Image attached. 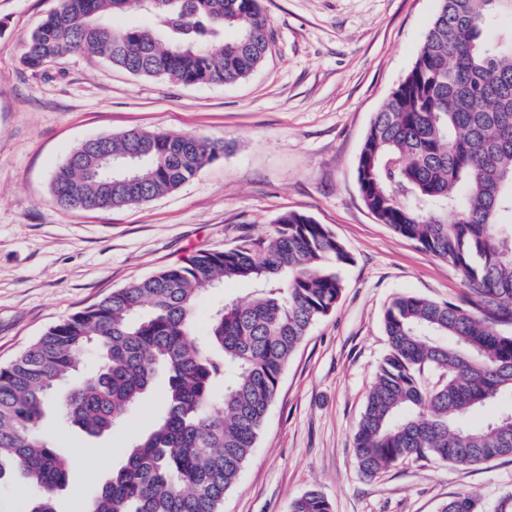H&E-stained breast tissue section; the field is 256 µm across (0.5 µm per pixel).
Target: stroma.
Segmentation results:
<instances>
[{
    "mask_svg": "<svg viewBox=\"0 0 512 512\" xmlns=\"http://www.w3.org/2000/svg\"><path fill=\"white\" fill-rule=\"evenodd\" d=\"M60 0H0V365L50 326L195 252L269 236L287 212L326 225L354 258L341 299L283 371L251 456L223 512H288L309 490L333 512H439L461 494L498 512L512 497V458L459 467L407 460L364 477L354 429L387 352L382 315L409 294L436 301L468 285L448 262L377 221L357 158L370 122L410 70L438 0H262L265 63L236 84L184 86L131 75L76 51L47 72L21 62L23 44ZM131 128L191 133L225 144L177 191L102 211L59 207L54 170L82 142ZM225 282L195 308L250 298ZM154 388L110 435L91 438L48 409L43 429L70 458L60 512H85L92 486L119 468L163 409Z\"/></svg>",
    "mask_w": 512,
    "mask_h": 512,
    "instance_id": "stroma-1",
    "label": "stroma"
}]
</instances>
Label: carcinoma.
<instances>
[{
  "label": "carcinoma",
  "instance_id": "1",
  "mask_svg": "<svg viewBox=\"0 0 512 512\" xmlns=\"http://www.w3.org/2000/svg\"><path fill=\"white\" fill-rule=\"evenodd\" d=\"M146 26L115 21L131 7ZM511 24L504 25V20ZM270 27L260 0H60L24 43L21 61L46 69L85 51L143 77L232 84L264 61ZM126 170L96 168L98 150ZM224 144L180 132L130 129L81 143L56 169L64 209L151 201L193 179ZM368 210L448 262L470 295L439 302L400 295L383 325L388 352L354 433L360 471L374 477L408 458L462 466L512 456V0H440L405 78L374 114L357 161ZM353 263L324 224L289 213L265 239L199 251L51 327L0 368V483L34 489L27 512H57L69 460L42 430L46 409L90 437L122 422L166 374L164 411L93 493L88 512H221L256 447L281 376L319 319L331 314ZM226 281L251 299L213 311L194 332L195 305ZM97 353L93 372L80 356ZM461 495L440 512H466ZM289 512H332L317 490Z\"/></svg>",
  "mask_w": 512,
  "mask_h": 512
}]
</instances>
